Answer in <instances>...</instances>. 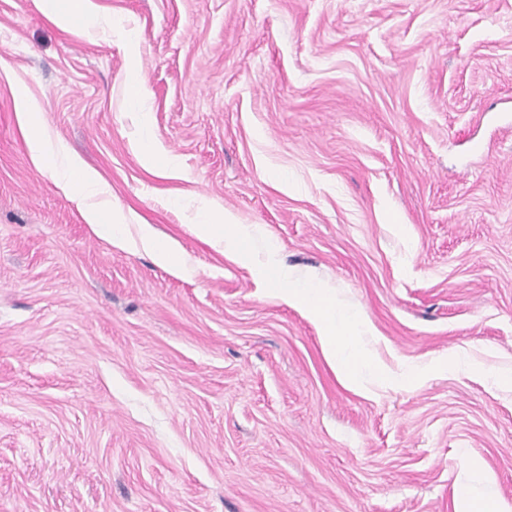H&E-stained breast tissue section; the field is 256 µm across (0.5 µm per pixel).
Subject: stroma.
Listing matches in <instances>:
<instances>
[{
    "mask_svg": "<svg viewBox=\"0 0 512 512\" xmlns=\"http://www.w3.org/2000/svg\"><path fill=\"white\" fill-rule=\"evenodd\" d=\"M87 5L65 28L0 0V512H455L464 476L512 504V387L349 388L310 318L191 231L232 213L390 367H512V0ZM24 96L184 275L92 230ZM21 111H23L22 114L25 117V121L30 132L28 144L31 152L42 167L54 168L55 155L61 151V147L52 145L37 135L36 130L38 128L39 122L36 119V116L40 111L34 104H30L27 101H24L21 107Z\"/></svg>",
    "mask_w": 512,
    "mask_h": 512,
    "instance_id": "35a3bbf8",
    "label": "stroma"
}]
</instances>
